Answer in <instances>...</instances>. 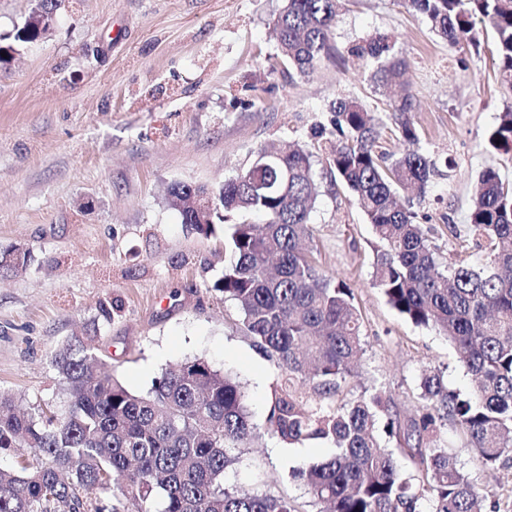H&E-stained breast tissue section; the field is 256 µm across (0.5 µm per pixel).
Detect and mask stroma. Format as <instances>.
Here are the masks:
<instances>
[{
    "instance_id": "35a3bbf8",
    "label": "stroma",
    "mask_w": 512,
    "mask_h": 512,
    "mask_svg": "<svg viewBox=\"0 0 512 512\" xmlns=\"http://www.w3.org/2000/svg\"><path fill=\"white\" fill-rule=\"evenodd\" d=\"M284 0H66L53 29L0 64V248L31 253L0 273V391L23 407L63 406L53 352L77 336L129 390L150 388L167 365L197 356L237 376L260 436L233 449L226 487L283 496L318 512L291 476L331 457L330 444L291 446L272 434L274 358L247 334L216 287L224 226L183 224L167 202L175 183L219 188L261 149L315 148L330 107L350 96L374 112L389 100L359 63H322L308 76L273 66ZM339 49L388 37L408 65L411 120L436 163L423 193L400 197L441 261L479 263L468 223L480 173L512 184V153L489 132L512 107L488 49L452 46L401 0H343ZM320 195L305 242L319 268L352 288L361 315L357 370L329 399L382 391L401 419L422 414L423 373L467 394L471 376L445 336L402 317L373 284L375 237L349 191L316 156ZM435 438L478 475L485 512H512V458L485 467L452 421Z\"/></svg>"
}]
</instances>
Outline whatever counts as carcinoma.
<instances>
[{
  "mask_svg": "<svg viewBox=\"0 0 512 512\" xmlns=\"http://www.w3.org/2000/svg\"><path fill=\"white\" fill-rule=\"evenodd\" d=\"M452 45L480 47L491 33L501 83L512 90V0H404ZM341 0H285L275 20L278 63L301 75L325 60L355 57L376 66L374 76L398 87L390 118L413 149L392 162L380 150L383 120L358 99L333 106L331 128L318 148L334 181L350 191L372 225L373 277L388 303L412 323L438 328L462 355L473 388L461 396L439 375L422 376L426 412L406 422L389 413L380 392L335 408L308 405L300 387L336 393L362 353L361 318L351 288L324 274L299 247L310 236L319 196L314 152L288 148L267 167H250L209 190L211 218L224 222L225 265L216 287L234 302L247 333L271 351L282 372L273 387L269 422L288 444L331 442L330 458L298 468L325 512H484L478 479L463 472L434 440L437 423L451 419L486 466L512 456V185L488 167L479 175L469 224L483 240L484 259L441 264L416 213L399 207L400 191H423L434 163L408 117L403 62L385 37L336 51L333 27ZM39 38L32 25L15 26L0 42ZM488 145L512 152V108L501 113ZM195 191L170 188L168 203L182 223L200 227L180 202ZM224 214H219V210ZM259 212L264 224L232 223V213ZM81 339L67 342L51 364L68 395L60 409L28 410L0 393V451L15 464L0 468V512H119L112 501L133 496L141 512H296L268 494L224 487L225 470L254 426L240 383L203 357L165 368L145 393L127 389ZM412 450L417 474L404 472L377 431Z\"/></svg>",
  "mask_w": 512,
  "mask_h": 512,
  "instance_id": "cac0c4a2",
  "label": "carcinoma"
}]
</instances>
